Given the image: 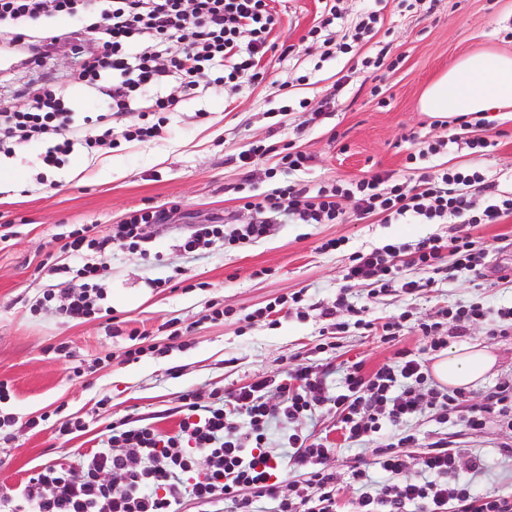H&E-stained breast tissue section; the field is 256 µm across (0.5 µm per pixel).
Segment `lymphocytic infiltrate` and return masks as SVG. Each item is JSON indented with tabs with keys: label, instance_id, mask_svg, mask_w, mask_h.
I'll use <instances>...</instances> for the list:
<instances>
[{
	"label": "lymphocytic infiltrate",
	"instance_id": "lymphocytic-infiltrate-1",
	"mask_svg": "<svg viewBox=\"0 0 512 512\" xmlns=\"http://www.w3.org/2000/svg\"><path fill=\"white\" fill-rule=\"evenodd\" d=\"M53 17H86L90 23L76 30L37 29V22ZM344 20V12L329 0L307 40L320 45L324 56L346 54L373 34L380 17L366 11L353 25ZM275 23L267 0H0V49L40 67L70 48L83 59L79 84L103 102L99 111L79 118L63 87L48 85L26 106L0 111V154L41 142L46 146L42 165L55 168L79 147L92 152L121 138L158 137L166 113L178 111L184 95L199 86L231 83L239 89L254 82L261 59L275 48L269 39ZM339 25L344 31L336 41L331 30ZM171 76L179 94L159 93ZM125 112L138 113V123L114 132L113 116ZM472 190L486 195L484 207H473ZM350 199L358 219L379 216L387 223L415 218L423 224H496L512 214V194L496 193L493 182L472 169H441L414 182L391 172L339 180L313 195L286 182L269 193L248 195L245 206L258 214L256 223L199 225L182 248L192 253L219 241L233 250L264 237L283 215L302 224H342L350 214L343 203ZM157 219L156 212L141 209L103 237L90 225L71 231L68 247L79 262L58 266L62 282L43 293L36 309L54 305L76 321L101 315L97 279L105 258L116 249L141 251L143 227ZM447 252L453 271L477 273L485 266V248L470 237H454L446 245L429 237L411 250L390 243L354 252L345 277L364 283L374 296L393 288L410 294L420 284L403 277L404 263L434 270ZM272 390L281 396L275 408L267 402ZM511 400L512 392L503 389L484 405L461 409L458 396L430 387L428 373L408 352L370 375L352 364L337 391L303 365L286 379L261 378L225 399L203 403L187 393L185 416L171 435L149 425L110 424L98 448L74 451L71 465L46 466L11 494L0 495V512H180L187 498L229 512H336V478L321 467L331 446L292 429L324 404L335 409L345 439L377 444L373 467L385 481L360 494L357 512H512L511 494H482L457 477L459 451L447 442L430 443L412 474L405 451L416 445L417 436L382 440L385 430L415 418L427 401L440 402L453 425L474 430L490 414H507ZM275 422L291 429L280 452L268 446ZM288 468L305 476L307 493L301 499L283 492L280 474ZM110 473L119 483L107 481Z\"/></svg>",
	"mask_w": 512,
	"mask_h": 512
}]
</instances>
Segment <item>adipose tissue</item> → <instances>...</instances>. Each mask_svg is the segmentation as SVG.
I'll list each match as a JSON object with an SVG mask.
<instances>
[{
	"instance_id": "ef3b65f1",
	"label": "adipose tissue",
	"mask_w": 512,
	"mask_h": 512,
	"mask_svg": "<svg viewBox=\"0 0 512 512\" xmlns=\"http://www.w3.org/2000/svg\"><path fill=\"white\" fill-rule=\"evenodd\" d=\"M512 105V54H476L443 73L424 91L420 108L450 116L489 112ZM495 363L483 348L449 351L433 365L436 379L465 388L484 379Z\"/></svg>"
}]
</instances>
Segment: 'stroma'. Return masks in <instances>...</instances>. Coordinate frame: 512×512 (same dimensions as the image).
<instances>
[{"label": "stroma", "instance_id": "stroma-1", "mask_svg": "<svg viewBox=\"0 0 512 512\" xmlns=\"http://www.w3.org/2000/svg\"><path fill=\"white\" fill-rule=\"evenodd\" d=\"M324 0H274L278 14L270 39L278 50L263 57L262 81L238 92L224 88L185 97L179 111L166 115L160 138L123 141L98 152H75L57 168H44L45 147L30 144L12 158L0 157V380L9 381L12 399L0 415L15 422L0 435V494L8 493L37 469L66 463L74 449L97 446L107 425L118 420L149 424L175 433L183 417L184 396L202 400L222 396L255 379L286 377L301 364L316 365L331 387H339L347 366L364 373L393 363L400 350L425 366L449 349L483 344L495 358L484 382L464 389L463 407L481 405L499 385H512V326L501 327L495 310L512 307V216L497 224H420L408 219L386 224L379 218L343 224H272L268 234L234 251L213 244L187 253L186 235L200 224H248L241 186L257 193L291 181L317 191L336 180H358L379 172H404L415 131L429 139L460 132L494 145L474 153L463 144L426 158L428 171L450 167L482 170L498 191L512 193V108L471 115V125L418 109L423 89L463 57L480 51L512 53V0H419L413 8L399 0H377L380 32L347 55L325 58L305 36ZM389 43L397 70L374 72L365 56ZM307 108H300V101ZM263 141L311 157L307 169L268 178L273 160L243 164L240 153ZM162 212L145 229L148 256L118 252L107 263L99 286L110 318L86 322L55 310L34 315L30 307L57 282L50 265L69 262L68 231L94 226L107 234L136 210ZM470 236L487 250L481 275H447L406 265L402 275L422 282L415 294L391 291L369 296L366 286L344 279L354 252L388 243L416 244L436 237L449 242ZM344 239L338 251L321 243ZM302 293L301 303L281 314L277 325L244 326L245 314L278 297ZM346 305L335 318L323 311ZM481 303L491 317L473 323L457 337L441 309ZM223 319L210 318L213 305ZM407 313L403 330L384 342L352 322ZM347 322L332 335L331 320ZM439 323L446 348L434 351L418 329ZM65 353H56L60 343ZM144 348L139 361L127 360L129 346ZM81 419L84 431L70 440L57 430ZM296 427L335 446L323 461L338 484L340 512H353L359 484L353 467H370L373 446L344 440L334 411L321 407ZM419 439L408 449L416 465L423 445L439 440L459 449V472L470 476L473 460L485 465L476 487L488 494H512V461L501 454L512 445V428L489 416L482 428L459 430L441 423L437 409L424 406L408 423Z\"/></svg>", "mask_w": 512, "mask_h": 512}]
</instances>
